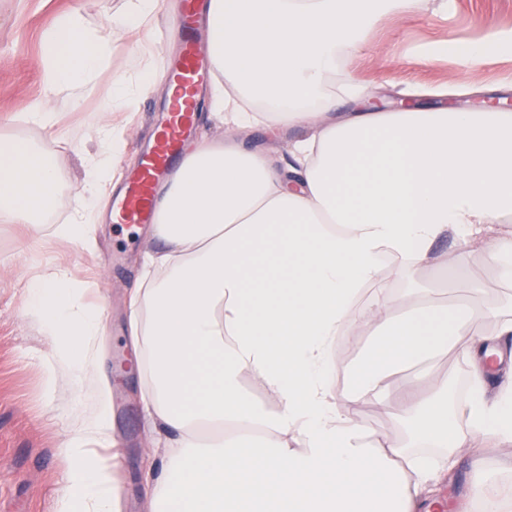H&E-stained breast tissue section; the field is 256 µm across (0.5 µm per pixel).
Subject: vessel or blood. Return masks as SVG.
Wrapping results in <instances>:
<instances>
[{"instance_id":"b4317fda","label":"vessel or blood","mask_w":512,"mask_h":512,"mask_svg":"<svg viewBox=\"0 0 512 512\" xmlns=\"http://www.w3.org/2000/svg\"><path fill=\"white\" fill-rule=\"evenodd\" d=\"M201 10L200 0H183L177 22L182 50L178 57L167 60L164 68V77L173 89L172 101L155 126L140 167L127 176L123 194L112 203V221L120 227L132 230L153 223L157 187L183 161L182 147L196 123L199 93L210 78L197 39Z\"/></svg>"}]
</instances>
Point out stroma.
I'll use <instances>...</instances> for the list:
<instances>
[{
	"label": "stroma",
	"mask_w": 512,
	"mask_h": 512,
	"mask_svg": "<svg viewBox=\"0 0 512 512\" xmlns=\"http://www.w3.org/2000/svg\"><path fill=\"white\" fill-rule=\"evenodd\" d=\"M162 2L167 19L158 20L144 34L153 50L151 64L158 79L138 111L110 116L124 128L126 155L121 170L125 173L139 167L157 118L167 106L163 62L178 49L167 20L177 17L180 0ZM122 6L123 0H0V131L40 142L59 165L56 203L44 217L39 236H32L27 225L0 223V256L6 259L0 265V512H54L55 490L67 471L59 450L65 431L59 415L92 390L91 382L77 385L66 377L55 398L46 393L39 362L50 354L51 344L40 322L26 311V285L53 265L68 269L87 287L88 299L103 308L99 366L112 387V424L121 442V512H145L146 471L150 464L162 462V451L156 448V437L146 422L140 379L117 366L119 358L134 356L128 298L141 273L145 236L128 238L104 212L97 220L95 254H86L52 234L53 225L63 223L80 205L82 157L98 148L94 128L102 117L100 107L112 73L135 71L137 61L114 54L111 69L101 73L93 87L82 89L83 111H70L71 92L54 99L52 108L66 131L63 139H43L39 129L24 121L28 102L42 88L41 35L48 18L77 8L89 24L98 26ZM506 31H512V0H420L413 13L382 18L368 43L341 66L358 74L383 109L394 107L400 98L397 87L389 83L395 74L414 86L419 105L477 108L489 99L512 96L507 86L512 80V60L490 58L469 66L445 55L430 59L418 50L451 41L483 40ZM29 241L34 244L32 259L13 261V254ZM417 278L437 283L440 298L450 304L512 300V283L501 281L477 255L457 279L432 267L421 270ZM481 472L512 481V445L484 449L479 471L469 455L457 457L430 486L424 502L442 504L443 512H472L470 490Z\"/></svg>",
	"instance_id": "1"
}]
</instances>
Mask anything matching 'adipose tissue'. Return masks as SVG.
Masks as SVG:
<instances>
[{
  "label": "adipose tissue",
  "mask_w": 512,
  "mask_h": 512,
  "mask_svg": "<svg viewBox=\"0 0 512 512\" xmlns=\"http://www.w3.org/2000/svg\"><path fill=\"white\" fill-rule=\"evenodd\" d=\"M208 62L217 75L214 118L232 128L311 127L282 168L235 138L190 150L162 187L152 242L129 303L144 410L165 435L148 512H414L420 488L441 463L370 432L353 412L386 400L399 374L408 393L393 408L414 440L449 451L512 443V359L498 348L512 335V309L420 300L393 293L391 273L467 267L473 253L512 281V111L413 107L337 114L361 99L355 73L327 90L339 56L366 44L387 12L419 0H209ZM159 0H125L91 28L75 11L42 33V93L26 117L44 138L63 137L50 104L57 91L95 82L126 33L138 32ZM450 57L476 66L512 58V33L466 44ZM153 85L150 68L116 72L105 114L137 107ZM98 153L85 157L84 203L54 234L81 250L97 247L96 216L112 182L123 137L99 121ZM58 164L25 137L0 134V223L39 224L58 185ZM449 239L454 258L438 255ZM28 310L60 346L41 367L48 389L61 373L92 371L102 333L99 308L66 269L27 286ZM494 323L491 331L483 323ZM368 335L372 349L355 382L337 392L345 366L337 341ZM467 362L468 394L448 404L447 379L430 376L428 397L411 393L407 368L446 347ZM252 379L274 406L242 387ZM111 388L93 389L89 411L71 417L59 444L69 467L55 512H119Z\"/></svg>",
  "instance_id": "adipose-tissue-1"
}]
</instances>
